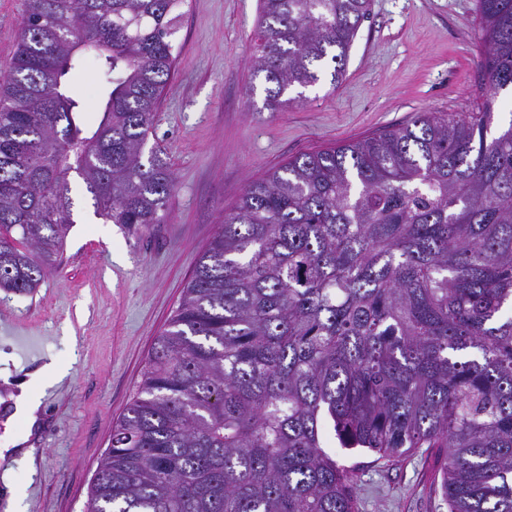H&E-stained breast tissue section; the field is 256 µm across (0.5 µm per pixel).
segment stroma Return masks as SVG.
<instances>
[{
    "instance_id": "obj_1",
    "label": "stroma",
    "mask_w": 512,
    "mask_h": 512,
    "mask_svg": "<svg viewBox=\"0 0 512 512\" xmlns=\"http://www.w3.org/2000/svg\"><path fill=\"white\" fill-rule=\"evenodd\" d=\"M260 0H186L176 20L177 64L150 145L170 163L175 186L165 223L147 233L104 223L79 178L76 222L63 263L31 295L0 290V399L32 383L43 422L28 455L8 452L22 423L0 412V512L21 489L20 512H84L112 424L137 392L143 367L205 246L247 184L290 157L404 124L412 113L467 116L481 108L475 0H373L339 82L322 76L301 101L273 112L254 74ZM22 0H0V72L15 53ZM106 88L95 62L75 73L94 131ZM326 451L354 474L359 512H448L430 491L436 452L385 459Z\"/></svg>"
}]
</instances>
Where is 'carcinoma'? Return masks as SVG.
<instances>
[{
	"mask_svg": "<svg viewBox=\"0 0 512 512\" xmlns=\"http://www.w3.org/2000/svg\"><path fill=\"white\" fill-rule=\"evenodd\" d=\"M183 0H23L0 73V289L30 295L75 223L165 222L171 167L147 148ZM371 0H261L265 107L342 77ZM486 100L414 113L252 181L201 254L112 424L87 512H358L323 449L442 457L448 512H512V0H477ZM106 75L97 128L69 73ZM494 116L488 137L507 129L512 119V94L510 88L501 90L494 101Z\"/></svg>",
	"mask_w": 512,
	"mask_h": 512,
	"instance_id": "1",
	"label": "carcinoma"
}]
</instances>
